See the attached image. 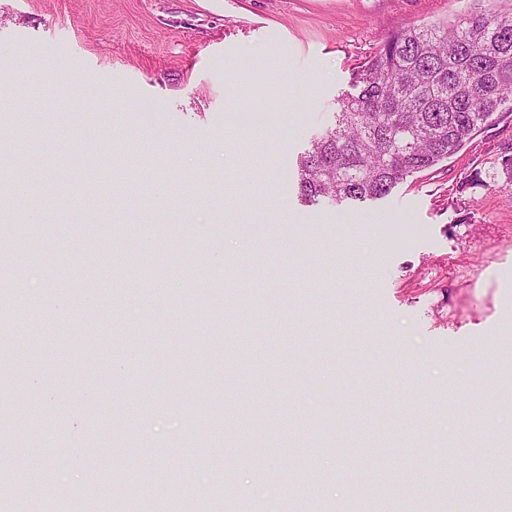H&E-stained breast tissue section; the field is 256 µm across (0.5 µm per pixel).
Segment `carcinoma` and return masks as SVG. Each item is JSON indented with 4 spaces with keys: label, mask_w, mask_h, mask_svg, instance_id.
<instances>
[{
    "label": "carcinoma",
    "mask_w": 512,
    "mask_h": 512,
    "mask_svg": "<svg viewBox=\"0 0 512 512\" xmlns=\"http://www.w3.org/2000/svg\"><path fill=\"white\" fill-rule=\"evenodd\" d=\"M357 94L342 99L335 126L298 159L300 198L335 203L381 199L415 173L456 154L497 112H512V7L468 12L456 20L402 28L356 75ZM306 489L284 499L303 512ZM224 512L237 504L218 488ZM211 499L195 501L209 512ZM387 497L357 489L343 512H385ZM0 506L51 512L50 502L12 481Z\"/></svg>",
    "instance_id": "cac0c4a2"
}]
</instances>
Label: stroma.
Returning <instances> with one entry per match:
<instances>
[{
  "mask_svg": "<svg viewBox=\"0 0 512 512\" xmlns=\"http://www.w3.org/2000/svg\"><path fill=\"white\" fill-rule=\"evenodd\" d=\"M483 6L0 0L1 193L14 151L30 159L20 223H0V305L26 322L0 351L14 373L0 432L28 438L36 418L48 439L40 461L9 451L0 470L42 484L56 512H127L90 495L102 471L153 475L161 504L190 484L278 512L266 489L293 480L314 490L307 512H340L359 486L409 479L417 512H473L446 489L452 459L482 468L496 498L512 429V113L385 198L311 204L297 187L369 53ZM241 236L255 249L228 265ZM33 259L54 275L31 301ZM228 413L264 421L242 429L250 461L224 447ZM474 415L490 429L466 451ZM315 424L285 448L289 427Z\"/></svg>",
  "mask_w": 512,
  "mask_h": 512,
  "instance_id": "stroma-1",
  "label": "stroma"
}]
</instances>
